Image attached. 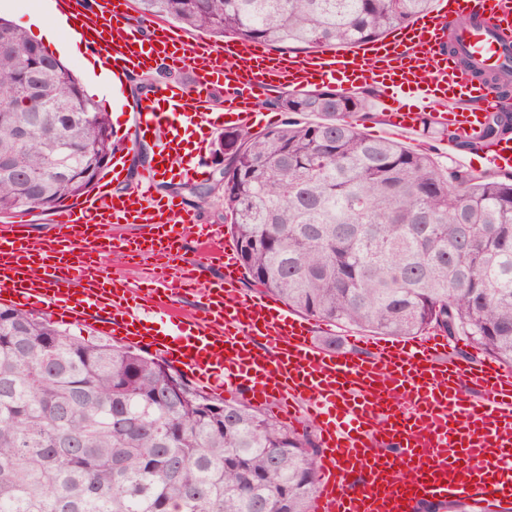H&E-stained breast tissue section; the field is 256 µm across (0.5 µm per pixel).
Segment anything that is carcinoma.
I'll return each instance as SVG.
<instances>
[{"instance_id": "obj_1", "label": "carcinoma", "mask_w": 512, "mask_h": 512, "mask_svg": "<svg viewBox=\"0 0 512 512\" xmlns=\"http://www.w3.org/2000/svg\"><path fill=\"white\" fill-rule=\"evenodd\" d=\"M215 38L277 51L356 46L432 0H134ZM0 52V215L55 209L90 192L121 149L108 113L27 33ZM512 84V70L486 74ZM372 91L329 86L265 102L283 115L226 131L220 178L191 188L224 198L250 284L341 327L410 338L463 336L512 368V173L442 170L425 151L371 139L347 122ZM317 120L311 121L309 117ZM29 136L20 140L17 133ZM512 133V104L470 136L475 151ZM320 446L261 407L219 401L129 346L87 344L51 316L0 304V512H311ZM419 512H488L453 500Z\"/></svg>"}]
</instances>
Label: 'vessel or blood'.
<instances>
[{
    "mask_svg": "<svg viewBox=\"0 0 512 512\" xmlns=\"http://www.w3.org/2000/svg\"><path fill=\"white\" fill-rule=\"evenodd\" d=\"M73 32L101 52L119 77L159 62L189 68V84L156 85L134 105L138 137L157 142L152 182L201 174L207 136L221 117L255 124L256 100L270 87L304 91L333 84L345 91L377 83L392 131L416 132L422 118L477 131L500 103L499 91L475 76L512 69V0H441L434 15L390 38L348 50L273 55L257 43L188 44L142 34L115 23L113 0L99 10L81 0H57ZM474 68L460 64V56ZM224 106L212 108L214 89ZM199 134L195 155L183 158L186 134ZM489 165L512 172V140L489 145ZM124 168L113 164L95 192L55 213L53 234L31 237L27 223H0V300L38 307L61 319L103 315L109 335L151 348L206 389L244 390L285 416L303 412L321 445L313 512H417L451 499L512 500V368L478 362L449 350L444 337L377 344L371 356L358 346L323 349L311 323L288 314L263 293L240 296L236 252L221 230L196 225L175 200L147 188L112 193ZM138 226L130 237L114 225ZM195 226L202 265L176 266L188 226ZM128 260L160 259L143 289L104 267L106 253ZM224 269L220 281L201 282L203 264ZM199 287L192 310H172L175 329L156 325L155 312L186 283ZM478 396L466 399L462 381Z\"/></svg>",
    "mask_w": 512,
    "mask_h": 512,
    "instance_id": "vessel-or-blood-1",
    "label": "vessel or blood"
}]
</instances>
